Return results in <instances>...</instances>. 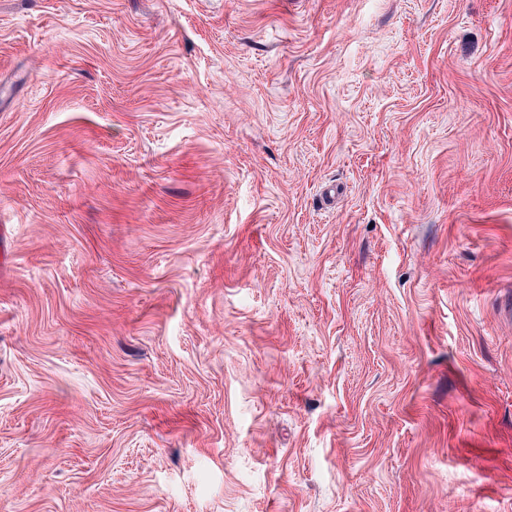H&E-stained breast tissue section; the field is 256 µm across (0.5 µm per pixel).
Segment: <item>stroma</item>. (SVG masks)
Returning a JSON list of instances; mask_svg holds the SVG:
<instances>
[{
    "mask_svg": "<svg viewBox=\"0 0 512 512\" xmlns=\"http://www.w3.org/2000/svg\"><path fill=\"white\" fill-rule=\"evenodd\" d=\"M0 512H512V0H0Z\"/></svg>",
    "mask_w": 512,
    "mask_h": 512,
    "instance_id": "stroma-1",
    "label": "stroma"
}]
</instances>
